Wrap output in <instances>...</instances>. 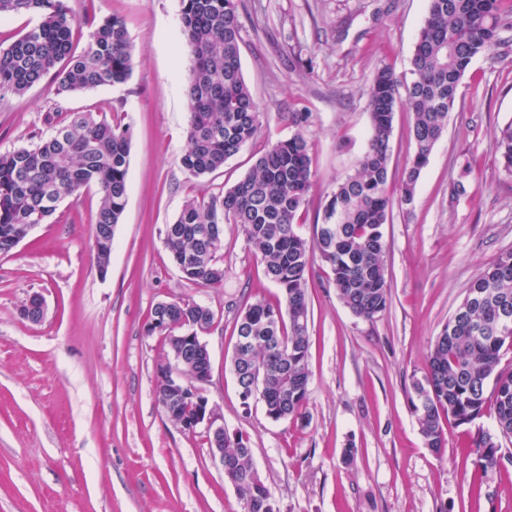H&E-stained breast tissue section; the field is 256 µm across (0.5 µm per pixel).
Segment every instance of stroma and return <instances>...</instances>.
<instances>
[{
    "mask_svg": "<svg viewBox=\"0 0 512 512\" xmlns=\"http://www.w3.org/2000/svg\"><path fill=\"white\" fill-rule=\"evenodd\" d=\"M76 15L125 18L133 49L129 81L57 96L44 82L0 98V152L51 133L71 111L118 113L130 132L125 212L107 270L96 263V191L64 200L10 253L0 255V512H242L205 438L164 414L156 367L165 337L147 333L160 302L190 300L214 321L204 391L229 431L249 436L256 468L279 512H512V461L481 472L470 452L473 423L444 425L442 456L424 445L413 379L471 282L512 248V174L494 133L512 121V45L476 59L448 126L401 204L413 154V114L399 107L390 140L383 231L389 304L354 317L329 287V267L308 275V401L298 419L274 421L259 399L242 401L230 368L240 312L280 292L241 229L224 227V282H186L164 231L189 199L209 201L252 168L268 143L291 136L289 113L306 110L313 187L299 233L312 238L338 181L351 173L370 132L367 89L377 68L411 82L410 58L428 0H236L241 71L261 110L262 132L202 178L186 171L190 57L180 0H67ZM466 193L452 197L453 182ZM43 319L21 314L32 294ZM353 464L343 460L347 446Z\"/></svg>",
    "mask_w": 512,
    "mask_h": 512,
    "instance_id": "1",
    "label": "stroma"
}]
</instances>
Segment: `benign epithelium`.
<instances>
[{"label":"benign epithelium","instance_id":"1","mask_svg":"<svg viewBox=\"0 0 512 512\" xmlns=\"http://www.w3.org/2000/svg\"><path fill=\"white\" fill-rule=\"evenodd\" d=\"M23 316L39 322L45 314V300L39 294L30 296L22 309ZM202 328H189L168 337L174 362L158 366V384L166 387L168 396L164 412L182 431L189 434L203 432L219 464H224V417L219 408L209 403L203 385L210 381L208 361L211 359L207 344L199 336ZM195 356V368L186 373L179 362L184 354Z\"/></svg>","mask_w":512,"mask_h":512}]
</instances>
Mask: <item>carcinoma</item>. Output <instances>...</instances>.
I'll use <instances>...</instances> for the list:
<instances>
[{
	"label": "carcinoma",
	"mask_w": 512,
	"mask_h": 512,
	"mask_svg": "<svg viewBox=\"0 0 512 512\" xmlns=\"http://www.w3.org/2000/svg\"><path fill=\"white\" fill-rule=\"evenodd\" d=\"M501 0H428L414 53L411 83L389 66L376 70L368 88L370 137L353 173L337 183L325 204L312 240L297 229L298 214L313 185L306 129L310 113L293 112L297 132L270 144L252 170L224 195L206 203L188 200L166 234L165 247L182 278L199 286L219 285L224 267L217 254L224 225L237 224L260 257L281 297L259 299L237 318V335L250 348H234L231 371L243 402L257 396L275 421L302 415L309 395L307 274L315 257L332 271L330 284L357 318L372 321L387 309L383 225L391 197L388 168L393 116L405 88L413 112L414 153L402 180L401 201L410 204L421 171L448 125L458 89L472 63L501 44L500 31L512 28ZM180 21L192 58L186 87L190 102L187 149L182 166L202 177L252 143L261 131L260 107L245 83L240 63L241 24L235 0H181ZM28 13L39 22L0 48V96L22 95L52 78L59 96L125 83L132 73L125 20L79 18L66 0H0V16ZM93 27L82 52L72 38ZM503 169L512 173V122L494 135ZM130 137L128 128L103 113L69 112L52 133L31 146L0 153V253L17 246L25 224H44L66 198L79 199L92 187L100 194L93 236L98 267H108L113 227L127 204ZM481 301L464 298L431 344L426 371L412 383V405L425 446L434 455L445 446L443 421L458 425L483 415L487 393L494 398L495 432L482 431L473 454L486 472L500 466L498 438L512 440V369L501 366L512 349V323L503 327L499 311L512 308V249L501 252L471 284ZM163 325L158 329L153 322ZM205 306L166 307L151 312L147 333L171 335L185 326H210ZM224 460L239 481L237 494L265 512L270 492L255 468L249 439L224 433Z\"/></svg>",
	"instance_id": "carcinoma-1"
}]
</instances>
